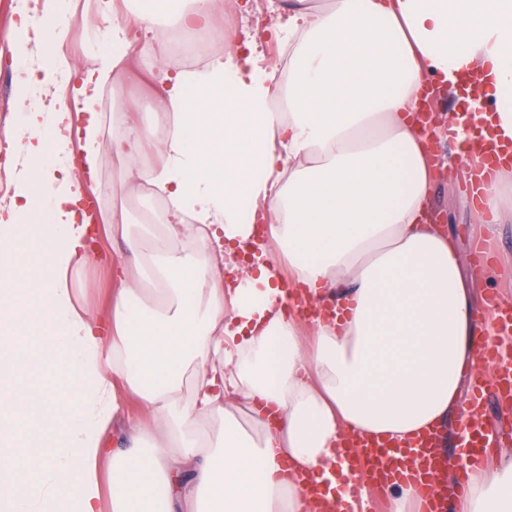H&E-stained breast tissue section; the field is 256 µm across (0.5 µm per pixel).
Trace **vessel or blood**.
Returning <instances> with one entry per match:
<instances>
[{
  "label": "vessel or blood",
  "mask_w": 512,
  "mask_h": 512,
  "mask_svg": "<svg viewBox=\"0 0 512 512\" xmlns=\"http://www.w3.org/2000/svg\"><path fill=\"white\" fill-rule=\"evenodd\" d=\"M479 165L468 185L479 193L491 175L512 162V146L492 139L480 143ZM488 312L497 323L495 337L486 339L479 369L472 374L473 396L465 409L455 452L460 487H467L473 469L484 466L489 449L502 447L504 423L512 417V306L489 299ZM438 433L426 434L407 445L355 439L347 444L348 464L357 478L367 481V502H354L350 512H381L383 489L391 481L411 482L420 490L424 512H443L447 488L445 459Z\"/></svg>",
  "instance_id": "1"
}]
</instances>
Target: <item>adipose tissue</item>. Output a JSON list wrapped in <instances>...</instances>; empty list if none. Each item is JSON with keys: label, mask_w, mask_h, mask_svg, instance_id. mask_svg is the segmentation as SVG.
<instances>
[{"label": "adipose tissue", "mask_w": 512, "mask_h": 512, "mask_svg": "<svg viewBox=\"0 0 512 512\" xmlns=\"http://www.w3.org/2000/svg\"><path fill=\"white\" fill-rule=\"evenodd\" d=\"M158 7L143 0L131 23L119 0H97L82 69L55 50L68 0L16 8L0 512H45L63 495L100 512L102 435L123 392L147 419L130 425L133 448L111 456L112 512H315L296 472L345 507L355 476L342 439L443 428L479 359L459 253L430 210L434 138L460 144L452 179L475 148L455 109L432 127L418 102L458 100L459 74L480 70L495 137L512 143V0H296L277 31L284 69L233 47L187 67L154 41ZM135 65L162 87L163 139L130 123V100L104 134L96 106ZM151 144L163 160L146 166ZM107 150L122 180L167 202L150 243L125 212L100 215L130 253L112 265L108 322L74 289L97 261L79 173ZM471 209L480 224L512 218L511 167ZM448 512H512V459L474 477Z\"/></svg>", "instance_id": "obj_1"}]
</instances>
